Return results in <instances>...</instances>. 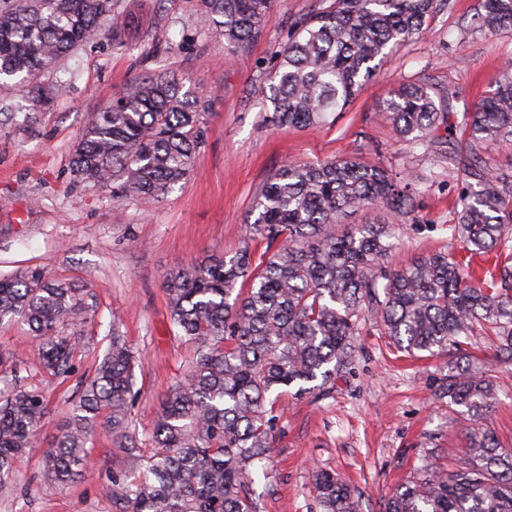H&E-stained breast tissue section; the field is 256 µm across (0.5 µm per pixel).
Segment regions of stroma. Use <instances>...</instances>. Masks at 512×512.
I'll use <instances>...</instances> for the list:
<instances>
[{"instance_id":"obj_1","label":"stroma","mask_w":512,"mask_h":512,"mask_svg":"<svg viewBox=\"0 0 512 512\" xmlns=\"http://www.w3.org/2000/svg\"><path fill=\"white\" fill-rule=\"evenodd\" d=\"M120 3L143 17L132 45L108 35L91 41L67 58L71 84L38 112L34 126L0 125V275L40 267L78 289L94 310L81 331L80 372L95 368L120 328L141 357L132 420L144 436L192 356L170 323L165 276L241 246L256 196L288 164L356 158L421 176L415 210L396 232L389 263L404 267L448 248L463 185L447 159L396 138L382 102L400 84L418 82L439 111H462L512 60V31L474 29L480 0H441L427 31L390 55L334 123L277 130L265 122L269 104L261 88L292 23L328 0H276L260 36L238 48L202 29L197 0ZM162 69L183 74L186 88L209 101L206 143L188 178L143 206L75 183L70 161L92 113L137 77ZM358 344L355 372L335 392L288 396L268 474L254 479L264 512H323L312 487L317 467L336 471L355 489L361 512H381L383 495L425 462L448 466L462 457L465 414L434 395L443 359L406 357L372 324ZM469 350L498 387L487 425L512 448V372L497 366L490 337H472ZM0 351L27 366L39 361L36 342L18 322L0 325ZM44 386L49 412L37 443L16 463L18 494L0 496V512H115L106 475L129 461L107 432L94 437L82 476L44 488L42 457L62 431L79 378Z\"/></svg>"}]
</instances>
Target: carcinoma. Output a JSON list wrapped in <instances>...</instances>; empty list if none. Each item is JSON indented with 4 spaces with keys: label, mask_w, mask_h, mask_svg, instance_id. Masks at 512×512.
<instances>
[{
    "label": "carcinoma",
    "mask_w": 512,
    "mask_h": 512,
    "mask_svg": "<svg viewBox=\"0 0 512 512\" xmlns=\"http://www.w3.org/2000/svg\"><path fill=\"white\" fill-rule=\"evenodd\" d=\"M274 0H199L201 26L230 46L258 37ZM436 0H331L295 23L266 79L275 126L322 125L336 118L389 54L425 29ZM131 33L139 18L118 0H0V112L8 87L20 84L37 107L66 91L49 83L70 55L102 33ZM476 28L512 29V0H482ZM207 104L183 92L174 72L138 77L92 113L71 162L74 180L109 189L119 203H152L183 183L205 144ZM393 129L413 147L439 154L463 137L452 246L402 269L387 266L389 224H343L364 208L387 210L399 223L414 212L420 178L397 177L355 159L290 165L262 187L251 244L231 255L190 263L163 287L178 336L193 348L149 436L131 427L135 351L112 316L102 361L81 380L63 431L43 455L45 486L82 475L99 424L132 463L108 476L122 512H261L252 471L269 460L281 398L328 394L350 374L362 326H379L410 356H448L438 399L465 409L472 428L465 457L451 468L427 463L395 488L382 512H512V449L481 428L495 387L462 356L477 328L496 337L495 356L512 368V171L480 166L491 145L512 142V66L461 112H439L429 87L410 83L383 102ZM444 129L445 135L438 134ZM89 307L63 282L38 269L0 277V322L20 320L39 345L25 370L0 355V490L33 446L47 399L37 375L75 371ZM313 487L323 512H360L359 497L335 473L318 468Z\"/></svg>",
    "instance_id": "1"
}]
</instances>
